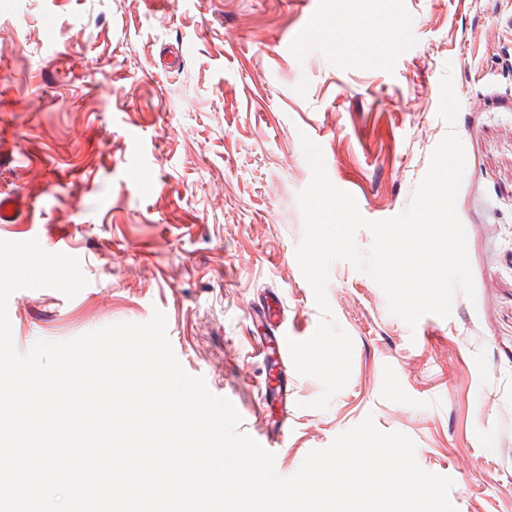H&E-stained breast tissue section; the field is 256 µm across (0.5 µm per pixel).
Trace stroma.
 Masks as SVG:
<instances>
[{
	"label": "stroma",
	"instance_id": "1",
	"mask_svg": "<svg viewBox=\"0 0 512 512\" xmlns=\"http://www.w3.org/2000/svg\"><path fill=\"white\" fill-rule=\"evenodd\" d=\"M320 29L304 41L307 22ZM512 0H0V196L33 206L0 240L79 259L73 299L24 289L14 346L167 317L186 373L229 396L239 430L284 429L276 466L373 417L451 477L458 512H512ZM453 75L454 125L438 115ZM464 147L456 211L476 299L408 326L366 272L334 262L331 320L354 344L327 408L288 372V403L254 352L251 315L277 294L305 336L321 314L296 259L300 138L361 215L410 206L448 129Z\"/></svg>",
	"mask_w": 512,
	"mask_h": 512
}]
</instances>
